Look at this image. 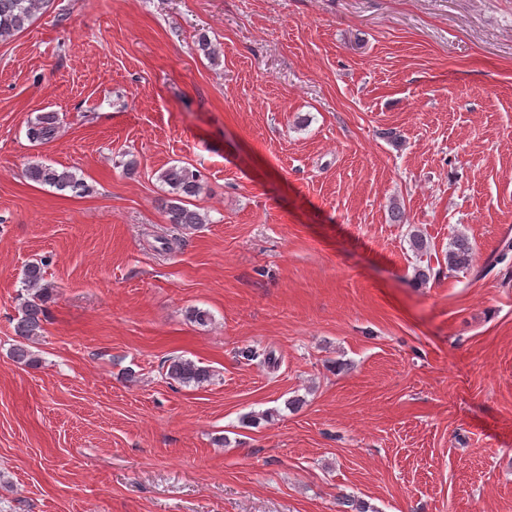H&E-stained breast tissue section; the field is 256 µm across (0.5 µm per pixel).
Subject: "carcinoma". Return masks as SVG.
<instances>
[{
    "label": "carcinoma",
    "instance_id": "carcinoma-1",
    "mask_svg": "<svg viewBox=\"0 0 512 512\" xmlns=\"http://www.w3.org/2000/svg\"><path fill=\"white\" fill-rule=\"evenodd\" d=\"M51 4L52 0H0V42L12 40ZM58 129L57 113L42 112L28 121L26 137L30 143L40 145L53 139ZM23 176L29 181L53 187L61 192L69 191L80 195L88 191L83 180L66 168L34 163L26 166ZM159 179L171 187L173 193V197L165 202L169 223L192 228L207 222V216L184 205L185 199L198 196L204 189L199 170L187 166H171L161 172ZM447 259L451 271L471 269L472 247L465 236H453L448 246ZM23 285L28 292V298L21 303V317L15 327L19 341L14 345L11 355L16 363L35 368L39 359L28 348L27 342L44 332L46 303L51 294V288L45 283L43 263L32 262L26 265ZM165 363L167 378L180 385L200 387L211 380V370L191 360L175 357L165 360Z\"/></svg>",
    "mask_w": 512,
    "mask_h": 512
}]
</instances>
